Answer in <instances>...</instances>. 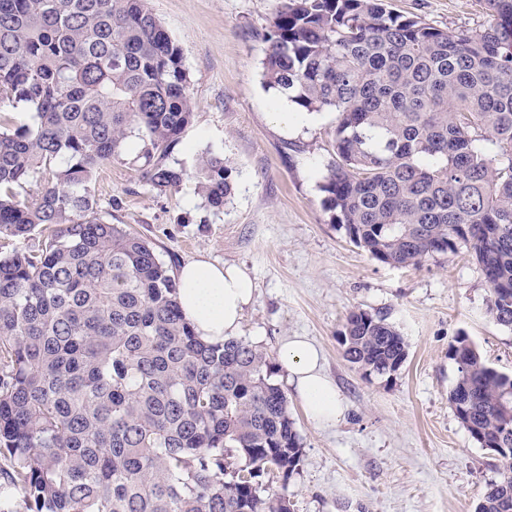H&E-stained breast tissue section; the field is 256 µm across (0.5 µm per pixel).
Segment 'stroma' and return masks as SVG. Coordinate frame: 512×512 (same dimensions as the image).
Here are the masks:
<instances>
[{"label":"stroma","mask_w":512,"mask_h":512,"mask_svg":"<svg viewBox=\"0 0 512 512\" xmlns=\"http://www.w3.org/2000/svg\"><path fill=\"white\" fill-rule=\"evenodd\" d=\"M386 3L448 30L489 20L484 0ZM148 5L182 50L195 104L174 158L190 172L202 154L223 155L234 193L216 212L190 176L162 194L136 167L111 162L92 186L99 216L154 242L166 265L204 256L253 278L238 337L268 353L301 437L291 512H474L502 464L454 414L448 349L467 336L488 366L512 376V330L487 314L490 287L475 258L463 248L394 267L336 224L320 189L334 158L335 113L306 112L264 85V34L277 0ZM356 308L386 311L406 338L408 357L394 376L367 379L345 361L339 333ZM295 334L317 346L336 383L345 406L336 426H314L277 367Z\"/></svg>","instance_id":"stroma-1"}]
</instances>
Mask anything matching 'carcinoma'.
<instances>
[{"mask_svg": "<svg viewBox=\"0 0 512 512\" xmlns=\"http://www.w3.org/2000/svg\"><path fill=\"white\" fill-rule=\"evenodd\" d=\"M485 2L490 24L449 32L385 0H280L263 76L336 113L321 189L349 240L396 267L469 248L512 329V0ZM4 103L33 122L0 115V239L49 235L0 254V512L13 489L26 512H289L302 446L268 355L200 340L155 244L90 190L128 156L161 193L188 176L171 161L194 108L181 48L147 0H0ZM193 178L223 209L224 157ZM339 340L366 378L408 356L384 311H350ZM448 355L457 419L512 471V377L466 336ZM475 512H512V475Z\"/></svg>", "mask_w": 512, "mask_h": 512, "instance_id": "obj_1", "label": "carcinoma"}]
</instances>
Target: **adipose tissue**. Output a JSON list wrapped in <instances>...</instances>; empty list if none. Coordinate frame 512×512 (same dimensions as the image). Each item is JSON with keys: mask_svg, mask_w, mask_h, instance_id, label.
Returning <instances> with one entry per match:
<instances>
[{"mask_svg": "<svg viewBox=\"0 0 512 512\" xmlns=\"http://www.w3.org/2000/svg\"><path fill=\"white\" fill-rule=\"evenodd\" d=\"M177 280L183 315L202 341L216 343L238 335L254 294L245 270L199 256L182 263ZM280 362L311 422L335 425L343 406L335 382L322 369L319 351L306 337L292 336L281 349Z\"/></svg>", "mask_w": 512, "mask_h": 512, "instance_id": "1", "label": "adipose tissue"}]
</instances>
